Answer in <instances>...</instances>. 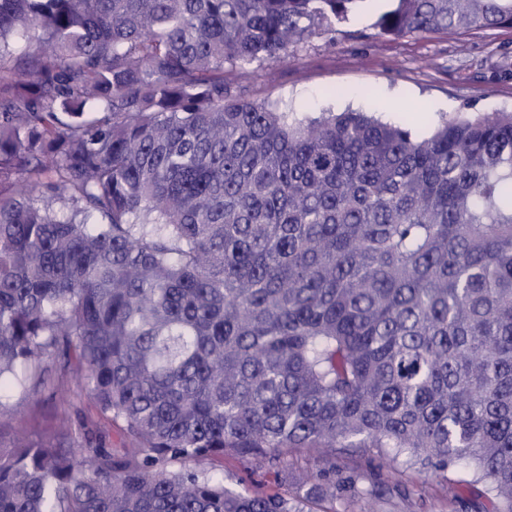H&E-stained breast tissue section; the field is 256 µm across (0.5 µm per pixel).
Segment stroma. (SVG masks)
Segmentation results:
<instances>
[{"mask_svg": "<svg viewBox=\"0 0 512 512\" xmlns=\"http://www.w3.org/2000/svg\"><path fill=\"white\" fill-rule=\"evenodd\" d=\"M381 0H364L335 32L319 33L288 51L274 64L225 67L227 78L247 88L251 99L271 100L281 107L315 116L331 110L377 114L400 124L422 126L461 112H512V28L474 29L459 33H378L373 23ZM18 417L0 428L9 440L14 429L55 440L63 412L88 428L107 427L84 396L42 393L16 399ZM289 473L310 472L317 484L353 478L355 490L337 502L315 500L314 512H362L363 488L382 489L377 512H487L482 484L465 467L425 470L398 460L384 466L378 449L340 448L324 456L314 448H292ZM224 484L282 495L294 494L295 482L277 480L267 464L225 457Z\"/></svg>", "mask_w": 512, "mask_h": 512, "instance_id": "stroma-1", "label": "stroma"}]
</instances>
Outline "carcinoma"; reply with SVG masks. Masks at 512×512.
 Here are the masks:
<instances>
[{"mask_svg":"<svg viewBox=\"0 0 512 512\" xmlns=\"http://www.w3.org/2000/svg\"><path fill=\"white\" fill-rule=\"evenodd\" d=\"M364 0H0V512H312L226 455L467 465L512 512V113L429 132L258 103L264 63ZM512 27V0H390L386 36ZM34 35L30 51L19 39ZM11 400L17 406L18 417L12 428L8 426L0 428L2 441L6 442L12 437L14 428L21 429L34 437L54 441L58 436L60 418L69 402L71 404L69 413L75 421L84 420L88 428L92 430H110L112 432V447L123 448L120 430L113 425L111 429L108 423L99 417L91 401L85 395L77 397L68 392L52 398L50 393L45 391L34 399H20L16 396Z\"/></svg>","mask_w":512,"mask_h":512,"instance_id":"1","label":"carcinoma"}]
</instances>
